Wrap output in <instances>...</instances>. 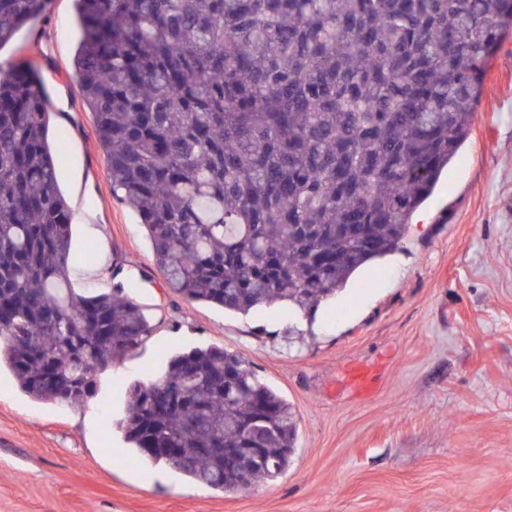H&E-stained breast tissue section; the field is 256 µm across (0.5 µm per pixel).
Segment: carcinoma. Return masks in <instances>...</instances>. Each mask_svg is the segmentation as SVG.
Segmentation results:
<instances>
[{
  "instance_id": "1",
  "label": "carcinoma",
  "mask_w": 512,
  "mask_h": 512,
  "mask_svg": "<svg viewBox=\"0 0 512 512\" xmlns=\"http://www.w3.org/2000/svg\"><path fill=\"white\" fill-rule=\"evenodd\" d=\"M73 59L116 196L190 301L314 315L392 252L469 138L512 0H74ZM48 0H0V45ZM36 74L0 78V368L71 407L150 334L122 286L69 282ZM135 456L242 489L226 448H262L249 487L297 441L291 405L222 346L176 350L116 421ZM159 448H177L163 455Z\"/></svg>"
}]
</instances>
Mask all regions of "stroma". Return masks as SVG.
<instances>
[{"label": "stroma", "mask_w": 512, "mask_h": 512, "mask_svg": "<svg viewBox=\"0 0 512 512\" xmlns=\"http://www.w3.org/2000/svg\"><path fill=\"white\" fill-rule=\"evenodd\" d=\"M77 39L71 0H49L0 48V70L29 63L51 103L49 141L65 143L73 288L128 286L152 332L79 409L33 400L0 371V512H512V36L487 65L470 138L400 247L308 320L168 288L138 214L112 195L72 67ZM211 344L296 413L288 468L252 491L130 461L111 426L131 382L156 380L174 350ZM356 364L376 369L368 395L346 386Z\"/></svg>", "instance_id": "1"}]
</instances>
